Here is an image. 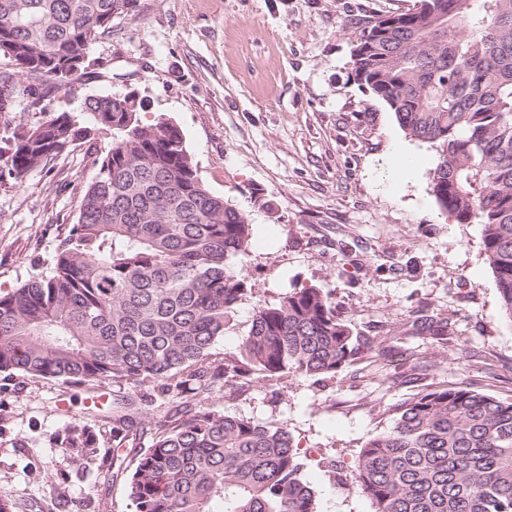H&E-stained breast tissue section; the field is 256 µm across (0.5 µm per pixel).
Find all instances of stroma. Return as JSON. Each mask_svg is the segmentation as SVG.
Masks as SVG:
<instances>
[{
	"label": "stroma",
	"instance_id": "obj_1",
	"mask_svg": "<svg viewBox=\"0 0 512 512\" xmlns=\"http://www.w3.org/2000/svg\"><path fill=\"white\" fill-rule=\"evenodd\" d=\"M138 2L94 44L102 78L50 89L41 108L18 98L0 119V295L48 274L93 162L112 144L99 130L18 182L4 173L14 126L44 109L80 115L90 94H138L143 122L162 115L176 124L202 183L253 228L247 254L230 265L252 293L212 346L213 361L237 348L258 305L312 285L330 290L354 332L376 342L333 377L228 379L204 409L288 428L319 512H374L345 477L395 406L443 386L512 401V320L482 228L439 206L436 148L406 136L352 69L353 22L415 0ZM395 146L416 161L402 185L385 167ZM424 315L447 318V335L419 333ZM100 392L145 396L148 446L168 412L149 386L0 374V498L13 512H134L112 477V421L90 402ZM69 423L96 437L89 472L66 468L55 444Z\"/></svg>",
	"mask_w": 512,
	"mask_h": 512
}]
</instances>
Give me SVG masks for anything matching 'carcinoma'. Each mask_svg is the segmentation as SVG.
Listing matches in <instances>:
<instances>
[{"label": "carcinoma", "mask_w": 512, "mask_h": 512, "mask_svg": "<svg viewBox=\"0 0 512 512\" xmlns=\"http://www.w3.org/2000/svg\"><path fill=\"white\" fill-rule=\"evenodd\" d=\"M138 0H0V113L41 101L55 73L88 74L96 39L132 16ZM357 79L409 137L437 148L432 191L460 223L483 227L502 314L512 321V0H418L356 22ZM142 101L88 96L87 125L53 112L19 125L8 174L20 181L72 142L112 130L77 224L49 274L0 296V373L65 382H153L170 403L165 429L133 468L129 412L112 402V468L135 512H318L304 463L285 427L190 409L229 377L330 375L374 342L360 339L332 294L310 286L255 311L236 351L211 360L235 305L248 293L230 264L252 238L247 217L200 181L179 127L145 123ZM420 331L445 336L448 320ZM67 464L97 456L89 427L55 437ZM352 488L374 512H512V401L469 388L417 394L360 449Z\"/></svg>", "instance_id": "cac0c4a2"}]
</instances>
